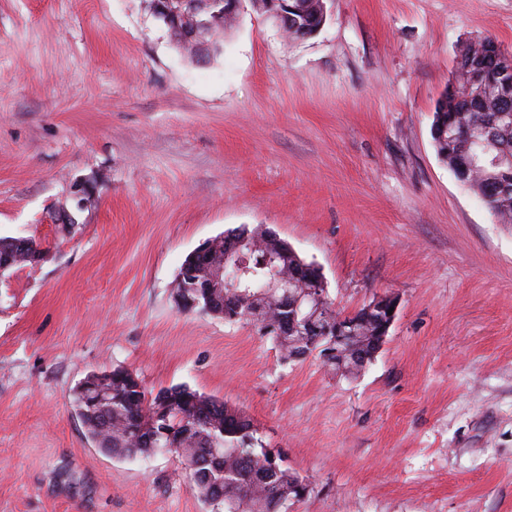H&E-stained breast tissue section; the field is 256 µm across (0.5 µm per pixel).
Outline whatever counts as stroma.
<instances>
[{
  "mask_svg": "<svg viewBox=\"0 0 512 512\" xmlns=\"http://www.w3.org/2000/svg\"><path fill=\"white\" fill-rule=\"evenodd\" d=\"M326 8L292 39L245 7L196 63L145 0H0V236L43 251L0 279V512H207L178 458L89 439L73 391L116 365L250 418L309 486L289 512H512V224L431 137L461 46L512 52V0ZM259 225L338 311L397 298L359 376L177 308L186 256Z\"/></svg>",
  "mask_w": 512,
  "mask_h": 512,
  "instance_id": "1",
  "label": "stroma"
}]
</instances>
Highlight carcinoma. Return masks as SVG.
<instances>
[{"mask_svg":"<svg viewBox=\"0 0 512 512\" xmlns=\"http://www.w3.org/2000/svg\"><path fill=\"white\" fill-rule=\"evenodd\" d=\"M474 90L459 84L444 110L434 112L432 125L451 130L433 137L438 156L488 206L502 224H512V121L500 116L503 100L475 101ZM273 253L275 266L291 273L301 257L263 242L256 246L262 258ZM268 270L241 280L236 288H224V321L247 322L271 339L283 360L303 362L311 356L322 359L331 371L349 370L356 376L372 340L382 335L379 315L359 309L335 313L322 330L307 337L304 349L296 348V336L287 334L293 321L292 305L304 290L313 287L315 270L307 267L293 287L274 292L261 288ZM139 381L129 369L112 368V407L101 409L73 397V406L88 436L103 452L131 457L159 452L154 438L162 428L171 432L168 442L180 456L199 498L205 503L224 496V508L209 512H282V504L307 495V485L284 463L272 460V451L253 423L224 401L185 385L170 387L149 397L138 389ZM168 411L166 422L155 419L156 405Z\"/></svg>","mask_w":512,"mask_h":512,"instance_id":"carcinoma-1","label":"carcinoma"}]
</instances>
